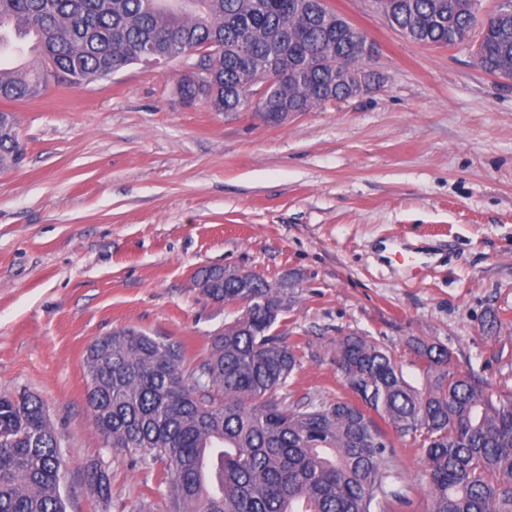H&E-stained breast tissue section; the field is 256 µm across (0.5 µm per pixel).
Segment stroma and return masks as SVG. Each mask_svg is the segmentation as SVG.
Instances as JSON below:
<instances>
[{"instance_id": "stroma-1", "label": "stroma", "mask_w": 512, "mask_h": 512, "mask_svg": "<svg viewBox=\"0 0 512 512\" xmlns=\"http://www.w3.org/2000/svg\"><path fill=\"white\" fill-rule=\"evenodd\" d=\"M362 31L374 92L270 123L183 104L181 62L11 103L26 154L0 171V393L41 398L61 444L67 512H165L159 472L104 448L85 404V351L120 327L204 357L239 313L202 269L249 271L288 294L294 397L349 396L336 342L368 336L426 386L420 344L449 371L512 393V79L471 45L430 47L371 0H327ZM397 237L431 266L381 258ZM397 485L429 512L423 450L395 447ZM105 463L103 504L85 486Z\"/></svg>"}]
</instances>
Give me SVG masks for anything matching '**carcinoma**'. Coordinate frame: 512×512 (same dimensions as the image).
I'll list each match as a JSON object with an SVG mask.
<instances>
[{
	"mask_svg": "<svg viewBox=\"0 0 512 512\" xmlns=\"http://www.w3.org/2000/svg\"><path fill=\"white\" fill-rule=\"evenodd\" d=\"M388 23L412 41L449 47L471 40L475 0H384ZM315 0H0V52L7 29L34 37L37 66L0 69V101L39 97L106 80L150 52L181 59L177 41L199 51L208 84L183 76L181 97L245 110L257 79L280 62L288 81L269 98L312 111L343 100L368 73L365 42L334 11L314 20ZM481 25L472 45L487 72L512 77V0ZM250 50L240 63L241 46ZM14 112L0 109V170L23 161ZM196 278L246 313L213 337L209 353L184 370L185 346L135 328L115 329L86 350L87 410L104 447L141 466H162L167 512H387L403 498L394 445L425 449L429 512H512V399L448 370V350L421 345L430 378L410 386L392 356L367 336L336 341V367L353 402L290 400L301 357L273 332L287 293L253 274L209 267ZM58 437L42 402L0 394V512H66ZM87 490L110 502L97 464Z\"/></svg>",
	"mask_w": 512,
	"mask_h": 512,
	"instance_id": "cac0c4a2",
	"label": "carcinoma"
}]
</instances>
